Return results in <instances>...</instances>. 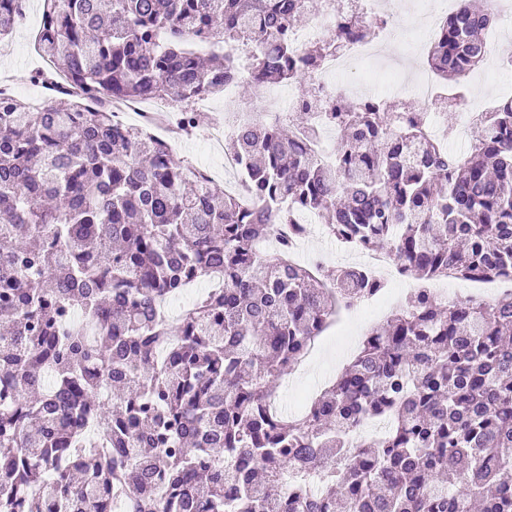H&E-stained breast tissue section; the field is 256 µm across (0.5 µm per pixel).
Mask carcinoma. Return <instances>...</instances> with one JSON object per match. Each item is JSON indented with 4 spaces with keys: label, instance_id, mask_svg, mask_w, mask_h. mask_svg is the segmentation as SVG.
I'll use <instances>...</instances> for the list:
<instances>
[{
    "label": "carcinoma",
    "instance_id": "carcinoma-1",
    "mask_svg": "<svg viewBox=\"0 0 512 512\" xmlns=\"http://www.w3.org/2000/svg\"><path fill=\"white\" fill-rule=\"evenodd\" d=\"M0 0V38L20 23ZM316 0H43L38 49L73 92L34 110L0 96V512H512V298L409 295L305 414L275 382L336 317L386 283L357 266L263 259L254 246L307 212L338 238L387 247L408 273L512 271V98L480 114L467 153L426 137L423 113L336 95V164L305 96L286 119L229 138L243 206L114 100L164 99L191 134L196 100L242 81L308 78L384 19L343 6L329 38L291 35ZM486 9L463 4L428 54L444 92L483 63ZM224 43L210 63L190 42ZM251 48L250 72L233 50ZM224 288L171 330L158 307L208 269ZM387 430L350 442L359 419ZM167 483L155 492V477ZM40 486L47 498L30 493ZM317 123L322 129V133L319 139V158L325 165L332 166L336 163V146L331 145L332 138L328 136L330 130L337 129L326 121L324 113L320 114L317 118Z\"/></svg>",
    "mask_w": 512,
    "mask_h": 512
}]
</instances>
